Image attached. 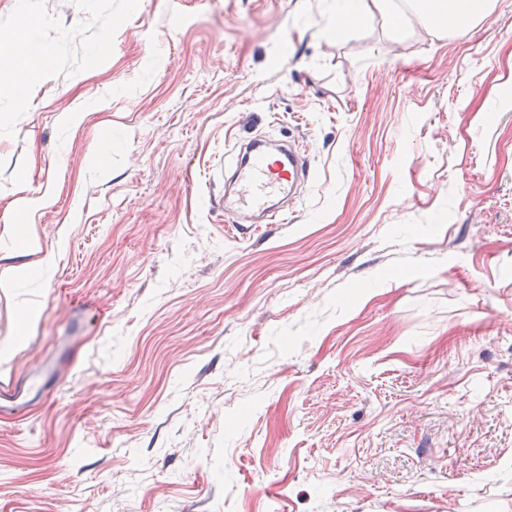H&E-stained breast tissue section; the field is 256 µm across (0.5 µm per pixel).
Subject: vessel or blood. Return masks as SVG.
<instances>
[{
  "mask_svg": "<svg viewBox=\"0 0 512 512\" xmlns=\"http://www.w3.org/2000/svg\"><path fill=\"white\" fill-rule=\"evenodd\" d=\"M232 166V191L225 199L226 209L259 217L266 224L280 220L275 202L297 200L312 179L307 157L292 142L274 149L258 141L249 142Z\"/></svg>",
  "mask_w": 512,
  "mask_h": 512,
  "instance_id": "vessel-or-blood-1",
  "label": "vessel or blood"
}]
</instances>
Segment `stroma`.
<instances>
[{
  "mask_svg": "<svg viewBox=\"0 0 512 512\" xmlns=\"http://www.w3.org/2000/svg\"><path fill=\"white\" fill-rule=\"evenodd\" d=\"M335 27L0 0V46L48 51L0 87V378L53 364L0 416V512H512V0ZM253 137L315 178L242 238L212 171ZM493 0H428L413 1V10L418 14L424 28L444 30L459 29L480 20L495 6Z\"/></svg>",
  "mask_w": 512,
  "mask_h": 512,
  "instance_id": "obj_1",
  "label": "stroma"
}]
</instances>
